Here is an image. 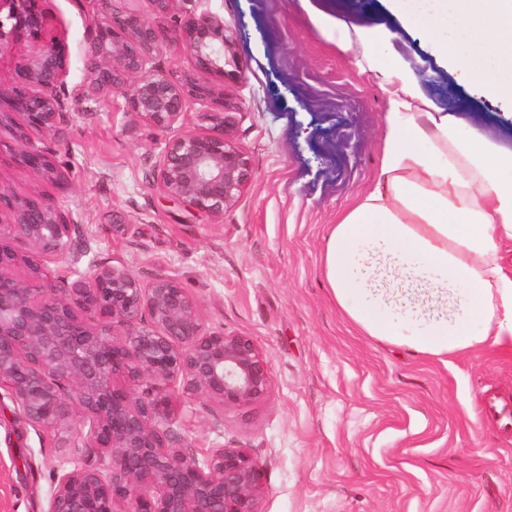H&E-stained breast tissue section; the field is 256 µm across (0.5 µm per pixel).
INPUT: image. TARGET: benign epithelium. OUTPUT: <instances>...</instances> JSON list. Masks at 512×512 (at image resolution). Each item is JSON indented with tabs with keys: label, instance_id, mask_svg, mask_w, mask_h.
<instances>
[{
	"label": "benign epithelium",
	"instance_id": "7a95c632",
	"mask_svg": "<svg viewBox=\"0 0 512 512\" xmlns=\"http://www.w3.org/2000/svg\"><path fill=\"white\" fill-rule=\"evenodd\" d=\"M43 2L0 0V58L29 48L0 81V128L11 129L17 164L62 185L51 144L71 119L69 47L49 32ZM94 2L77 97L120 96L128 115L160 131L183 124L190 102L204 106L205 128L166 140L155 178L168 196L224 218L253 173L235 142L243 103L209 81L240 74L224 18L198 15L188 0H149L159 18L179 10L168 28L114 0ZM171 46L194 73L176 79L153 65ZM33 130L47 143L33 142ZM80 238L78 217L54 197L0 182V385L30 423L54 433L47 512H259L264 473L250 450L189 449L172 420L199 397L226 407L265 398L266 355L247 336L207 328L198 300L171 275L145 282L110 262L81 269L89 247ZM60 258L67 272L55 276L48 263Z\"/></svg>",
	"mask_w": 512,
	"mask_h": 512
}]
</instances>
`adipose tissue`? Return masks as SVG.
I'll list each match as a JSON object with an SVG mask.
<instances>
[{"mask_svg": "<svg viewBox=\"0 0 512 512\" xmlns=\"http://www.w3.org/2000/svg\"><path fill=\"white\" fill-rule=\"evenodd\" d=\"M300 2L387 94L374 185L326 239L337 307L364 335L425 358L512 347V143L433 98L397 30L414 23L444 67L512 101V0H387L388 23Z\"/></svg>", "mask_w": 512, "mask_h": 512, "instance_id": "1", "label": "adipose tissue"}]
</instances>
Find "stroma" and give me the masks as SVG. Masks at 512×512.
<instances>
[{"instance_id": "35a3bbf8", "label": "stroma", "mask_w": 512, "mask_h": 512, "mask_svg": "<svg viewBox=\"0 0 512 512\" xmlns=\"http://www.w3.org/2000/svg\"><path fill=\"white\" fill-rule=\"evenodd\" d=\"M69 45L68 90L85 77L93 0H47ZM234 33L240 77L225 90L245 114L237 143L253 175L216 221L153 178L167 138L126 114L120 97L69 102L57 148L65 184L43 181L0 148V183L40 190L77 213L90 259L150 280L166 273L199 300L208 327L249 336L269 362L260 401L186 404L172 428L200 450L250 449L264 471L260 512H512V431L481 412L512 401V349L414 355L365 336L323 275L330 224L371 188L381 161L380 78L360 72L309 21L300 0H194ZM402 39L435 72L432 97L512 141V104L443 70L414 26ZM121 217L125 234L112 232ZM58 453L0 387V512H46Z\"/></svg>"}]
</instances>
